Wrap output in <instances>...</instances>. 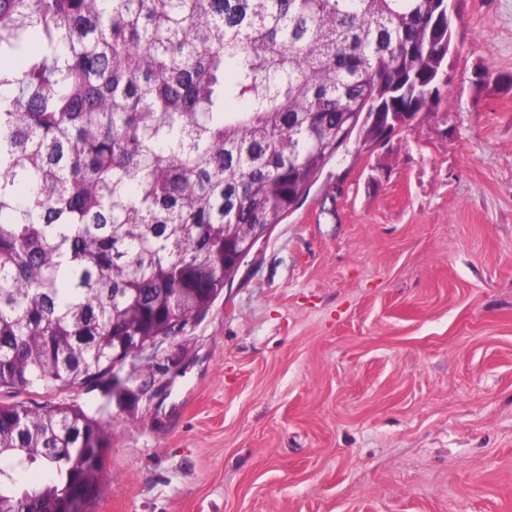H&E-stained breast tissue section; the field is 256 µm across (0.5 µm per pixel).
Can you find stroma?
<instances>
[{"instance_id":"stroma-1","label":"stroma","mask_w":512,"mask_h":512,"mask_svg":"<svg viewBox=\"0 0 512 512\" xmlns=\"http://www.w3.org/2000/svg\"><path fill=\"white\" fill-rule=\"evenodd\" d=\"M440 103L351 141L100 412L91 512H512V0H464Z\"/></svg>"}]
</instances>
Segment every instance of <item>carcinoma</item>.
I'll list each match as a JSON object with an SVG mask.
<instances>
[{"label":"carcinoma","mask_w":512,"mask_h":512,"mask_svg":"<svg viewBox=\"0 0 512 512\" xmlns=\"http://www.w3.org/2000/svg\"><path fill=\"white\" fill-rule=\"evenodd\" d=\"M448 0H0V389L55 394L206 312L352 136L438 101ZM107 439L0 404V508L82 512Z\"/></svg>","instance_id":"obj_1"}]
</instances>
